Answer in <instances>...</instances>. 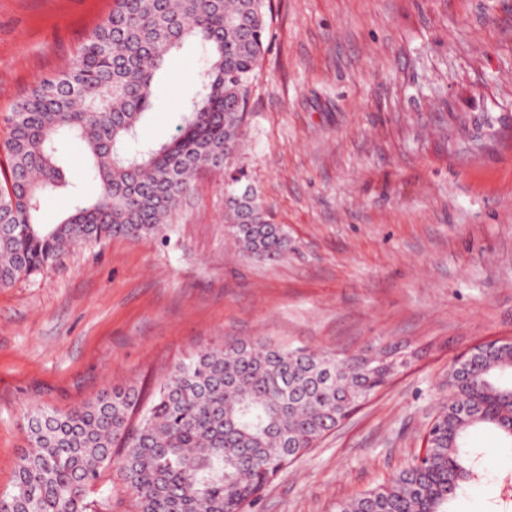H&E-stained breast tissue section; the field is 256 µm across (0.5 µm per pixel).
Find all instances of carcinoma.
<instances>
[{"mask_svg": "<svg viewBox=\"0 0 512 512\" xmlns=\"http://www.w3.org/2000/svg\"><path fill=\"white\" fill-rule=\"evenodd\" d=\"M268 27L265 0H115L64 70L37 81L6 119L0 287L76 242L164 233L203 167L228 169L224 223L239 251L267 263L286 254L284 228L232 168ZM189 40L203 68L178 95L177 133L142 145L137 129L153 107L155 76ZM67 140L83 146L97 191L45 225V200L66 186ZM367 355L235 341L178 363L146 406L132 387L65 413L35 406L0 512H100L112 497L101 484L110 467L134 512H247L279 471L399 373L362 368ZM448 390L424 453L336 512H449L483 470L471 434L495 431L512 449V349L454 363Z\"/></svg>", "mask_w": 512, "mask_h": 512, "instance_id": "cac0c4a2", "label": "carcinoma"}]
</instances>
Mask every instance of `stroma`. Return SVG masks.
<instances>
[{"label": "stroma", "instance_id": "obj_1", "mask_svg": "<svg viewBox=\"0 0 512 512\" xmlns=\"http://www.w3.org/2000/svg\"><path fill=\"white\" fill-rule=\"evenodd\" d=\"M113 6L0 0V145L13 106ZM199 70L188 43L158 72L143 141L175 134L172 92ZM235 164L288 234L279 262L232 244L207 168L164 235L82 244L0 288V491L31 406L128 386L148 401L176 362L235 339L408 345L411 366L249 509L336 512L422 454L460 355L512 338V0H271ZM473 441L489 471L453 512H512L497 497L512 455L494 433Z\"/></svg>", "mask_w": 512, "mask_h": 512}]
</instances>
